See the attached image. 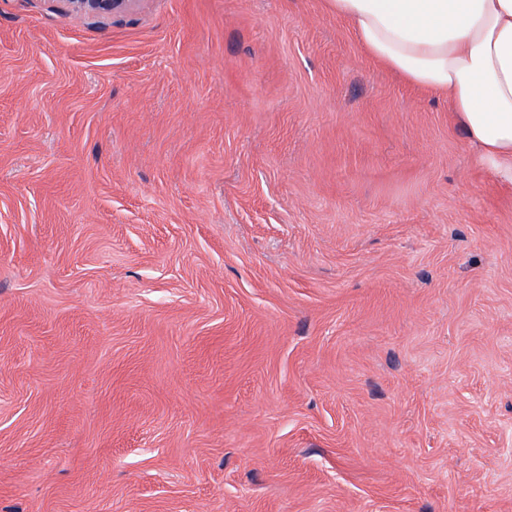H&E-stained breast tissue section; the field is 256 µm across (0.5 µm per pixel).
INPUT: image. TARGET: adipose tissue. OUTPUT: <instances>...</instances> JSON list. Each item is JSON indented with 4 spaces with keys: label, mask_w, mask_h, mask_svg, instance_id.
<instances>
[{
    "label": "adipose tissue",
    "mask_w": 512,
    "mask_h": 512,
    "mask_svg": "<svg viewBox=\"0 0 512 512\" xmlns=\"http://www.w3.org/2000/svg\"><path fill=\"white\" fill-rule=\"evenodd\" d=\"M362 49L447 97L481 163L512 183V0H323Z\"/></svg>",
    "instance_id": "1"
}]
</instances>
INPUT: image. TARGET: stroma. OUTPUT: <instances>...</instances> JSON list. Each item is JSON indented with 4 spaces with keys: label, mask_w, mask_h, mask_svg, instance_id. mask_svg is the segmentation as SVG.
<instances>
[{
    "label": "stroma",
    "mask_w": 512,
    "mask_h": 512,
    "mask_svg": "<svg viewBox=\"0 0 512 512\" xmlns=\"http://www.w3.org/2000/svg\"><path fill=\"white\" fill-rule=\"evenodd\" d=\"M0 512H512V187L322 0H0ZM73 13L86 14H110L112 11L131 6L134 0H66Z\"/></svg>",
    "instance_id": "stroma-1"
}]
</instances>
